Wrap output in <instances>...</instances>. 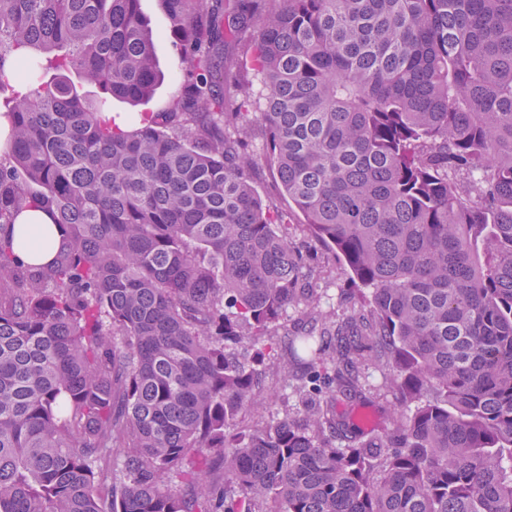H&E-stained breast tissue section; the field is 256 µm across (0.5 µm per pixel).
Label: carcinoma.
Wrapping results in <instances>:
<instances>
[{"instance_id": "cac0c4a2", "label": "carcinoma", "mask_w": 512, "mask_h": 512, "mask_svg": "<svg viewBox=\"0 0 512 512\" xmlns=\"http://www.w3.org/2000/svg\"><path fill=\"white\" fill-rule=\"evenodd\" d=\"M139 2L0 0V512H512V0H164L187 79L129 130ZM265 164L370 317L287 338L313 399L232 432L278 399L237 347L315 301ZM369 360L408 403L378 436L322 395ZM18 233L23 234L28 252L26 261L32 264L47 263L52 258L49 243L56 239L59 230L51 223L49 216L40 211H25L16 221Z\"/></svg>"}]
</instances>
